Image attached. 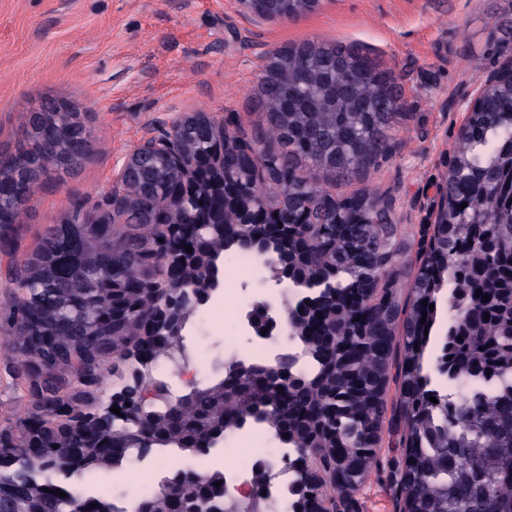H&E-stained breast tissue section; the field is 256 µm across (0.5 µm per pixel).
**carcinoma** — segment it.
Listing matches in <instances>:
<instances>
[{
    "instance_id": "carcinoma-1",
    "label": "carcinoma",
    "mask_w": 512,
    "mask_h": 512,
    "mask_svg": "<svg viewBox=\"0 0 512 512\" xmlns=\"http://www.w3.org/2000/svg\"><path fill=\"white\" fill-rule=\"evenodd\" d=\"M397 89L393 72L367 49L307 42L283 60L279 83L262 89L261 120L250 131L226 129L221 140L197 113L175 133L196 163L191 175L162 152L138 157L119 220L104 201L92 212L75 207L45 230L15 273L20 296L0 309L4 356L23 376L28 401L15 425L0 428V512H122L112 491L68 480L124 471L154 453L205 457L252 421L288 449L284 468L301 455L332 464L339 454L348 487L381 470L400 512H512V201L498 191L512 181V83L487 91L458 136L445 179L448 214L418 240L416 254L426 262L415 266L405 295L391 209L349 222L310 176H360L377 166L404 117L392 107ZM28 124L21 151L0 156L1 253L15 251L18 212L47 163L73 164L89 146L90 134L68 112H33ZM261 141L275 152L253 156ZM219 151L247 200L267 199L271 181L288 201L277 210L275 232L210 223L212 212L224 211L214 183ZM307 200L317 224L301 221ZM268 234L262 261L286 255L292 279L313 295L333 290L338 298L316 321L299 311L301 299L288 302L291 337L310 367L300 369L294 357L280 374L279 362L229 357L208 385L173 393L155 367L180 369L189 358L186 332L199 310L191 289L208 287L224 253H247L252 238ZM187 245L197 254L191 266L178 261ZM378 276V296L354 315L357 289ZM443 299L447 317L433 339L424 334L437 323L429 306ZM168 304L186 311L179 332L146 335ZM134 347L147 374L133 384L117 376L121 415L77 425L105 400L109 371L128 366ZM430 354L445 391L431 387ZM387 378L399 389L392 406L379 386ZM386 424L400 433L402 458L384 462ZM271 471L259 461L252 472L265 512H276L263 492ZM218 481L224 472L217 469L176 468L136 512H227Z\"/></svg>"
}]
</instances>
